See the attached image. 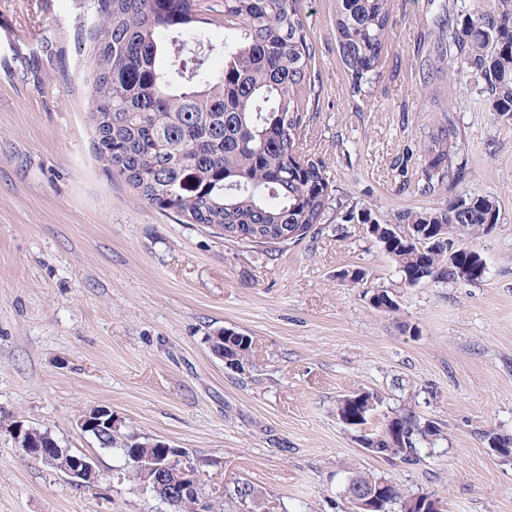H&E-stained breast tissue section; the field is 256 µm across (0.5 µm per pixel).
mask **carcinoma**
Returning <instances> with one entry per match:
<instances>
[{"mask_svg": "<svg viewBox=\"0 0 512 512\" xmlns=\"http://www.w3.org/2000/svg\"><path fill=\"white\" fill-rule=\"evenodd\" d=\"M79 9L96 160L150 206L219 236L228 224L261 227L275 237L298 230L296 243L319 234L334 212L338 224L371 225L369 235L407 287L457 281L460 261L469 264L470 281L483 278L486 262L459 240L457 225L484 233L485 225L498 223L495 200L460 197L450 207L404 210L395 222H383L371 209L335 195L320 162L301 151L319 89L299 0H80ZM391 12L392 0H336L338 52L354 94L381 77ZM208 25L224 36L215 37ZM438 52L453 54L483 83L489 111L512 119V0H497L491 13L473 0L464 27ZM217 54L223 63L214 69L209 60ZM464 154L451 118L442 115L427 145L422 191H446L459 181ZM372 303L397 311L386 289L374 291ZM252 344L249 336L224 331V355L241 368ZM382 404L378 393L360 389L338 400L336 415L357 428ZM484 438L501 449L500 458L512 460L511 438L490 431ZM362 439L375 456L412 465L420 461V448L443 439V430L411 407L397 408ZM97 445L119 450L127 465L135 456L167 453L155 441L114 430ZM358 486L386 492L381 512H403L412 496L441 504L434 492L412 495L370 475L352 477L345 494ZM229 493L251 512H263L250 483L238 479ZM155 495L172 512H192L195 504L165 487Z\"/></svg>", "mask_w": 512, "mask_h": 512, "instance_id": "1", "label": "carcinoma"}]
</instances>
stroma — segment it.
Instances as JSON below:
<instances>
[{"instance_id":"1","label":"stroma","mask_w":512,"mask_h":512,"mask_svg":"<svg viewBox=\"0 0 512 512\" xmlns=\"http://www.w3.org/2000/svg\"><path fill=\"white\" fill-rule=\"evenodd\" d=\"M78 4L0 0V417L95 455L100 477L76 485L0 429V512H170L78 428L96 406L123 432L184 449L205 482L249 481L267 512H353L344 486L359 474L437 493L445 512H512V462L484 440L512 436V120L434 51L470 0H394L382 77L357 96L335 0L301 4L320 87L304 149L338 194L388 220L467 195L499 207L474 240L482 280L414 287L365 225L329 220L268 255L179 223L112 177L86 122ZM446 113L465 176L424 194L420 140ZM348 269L364 281H342ZM379 288L397 311L373 306ZM224 329L253 340L244 370L209 348ZM363 388L437 419L444 440L415 465L369 455L336 415Z\"/></svg>"}]
</instances>
